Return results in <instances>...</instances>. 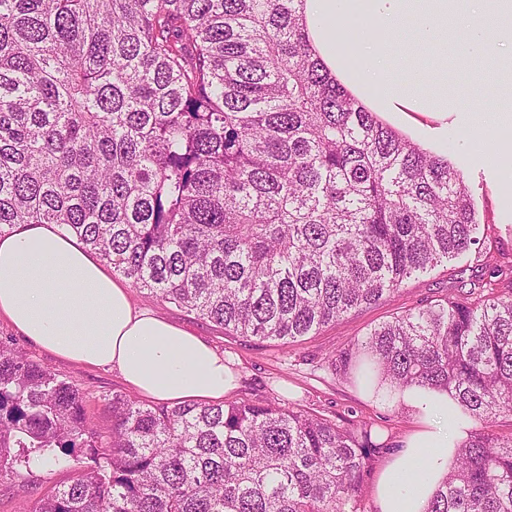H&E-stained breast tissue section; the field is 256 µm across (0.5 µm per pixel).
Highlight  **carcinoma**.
<instances>
[{
  "label": "carcinoma",
  "instance_id": "carcinoma-1",
  "mask_svg": "<svg viewBox=\"0 0 512 512\" xmlns=\"http://www.w3.org/2000/svg\"><path fill=\"white\" fill-rule=\"evenodd\" d=\"M303 0H0V234L57 224L163 303L294 343L479 248L471 186L337 82ZM493 280L331 357L481 428L426 512H512V296ZM0 342V479L82 465L32 512H358L388 450L279 402L109 399Z\"/></svg>",
  "mask_w": 512,
  "mask_h": 512
}]
</instances>
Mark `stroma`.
<instances>
[{
    "mask_svg": "<svg viewBox=\"0 0 512 512\" xmlns=\"http://www.w3.org/2000/svg\"><path fill=\"white\" fill-rule=\"evenodd\" d=\"M474 190L479 213V236L483 245L471 253L404 282L391 298L353 312L336 323L301 337L290 346L274 340L243 338L225 332L208 320L182 309L162 304L144 290H131L136 308L156 312L172 323L188 329L223 352L238 373L240 383L231 399L264 402L275 398L284 405H300L310 412L350 426L368 423L383 438L404 444L419 424L405 407L374 401L359 386L341 379L329 363L338 350L365 339L380 323L430 301L453 293L459 280L495 270L500 294H512V221L502 217L496 184L486 170H464ZM0 341L22 349L27 356L50 368L61 378L80 388L88 419L101 435L112 430V417L105 400L112 394H129L119 374L107 367L79 366L58 359L20 336L0 320ZM76 469L54 466L39 469L32 482L0 481V512H27L28 507L52 487L69 482Z\"/></svg>",
    "mask_w": 512,
    "mask_h": 512,
    "instance_id": "35a3bbf8",
    "label": "stroma"
}]
</instances>
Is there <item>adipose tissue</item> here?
Listing matches in <instances>:
<instances>
[{
	"label": "adipose tissue",
	"instance_id": "1",
	"mask_svg": "<svg viewBox=\"0 0 512 512\" xmlns=\"http://www.w3.org/2000/svg\"><path fill=\"white\" fill-rule=\"evenodd\" d=\"M1 318L65 361L118 371L129 388L157 403L220 402L237 387L222 353L137 309L103 262L55 224H20L0 236ZM392 401L408 408L419 428L381 476L376 502L380 512H425L471 422L445 392L412 388ZM418 458L428 481L403 487L402 476Z\"/></svg>",
	"mask_w": 512,
	"mask_h": 512
}]
</instances>
